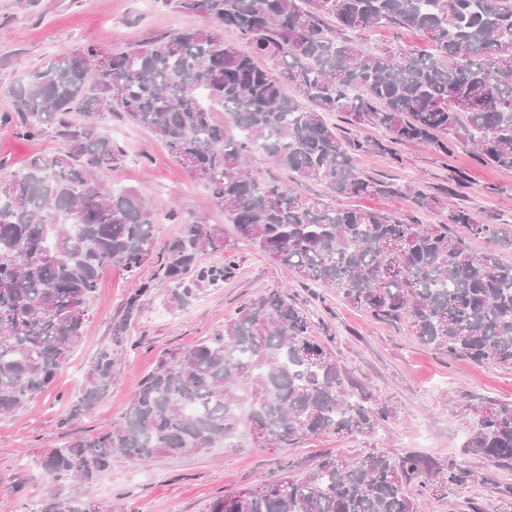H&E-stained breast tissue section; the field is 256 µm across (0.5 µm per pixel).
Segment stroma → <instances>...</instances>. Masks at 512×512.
I'll list each match as a JSON object with an SVG mask.
<instances>
[{"label": "stroma", "mask_w": 512, "mask_h": 512, "mask_svg": "<svg viewBox=\"0 0 512 512\" xmlns=\"http://www.w3.org/2000/svg\"><path fill=\"white\" fill-rule=\"evenodd\" d=\"M206 21L180 13L161 0H0V173L21 170L35 156L63 148L49 132L37 139L19 135L5 116L8 90L56 54L84 44L120 49L155 39L173 29H195ZM366 48L400 49L425 55L431 42L408 28L377 27L365 34ZM344 139L371 140L360 155L362 176L392 184L391 192L341 198V205L373 210L407 224L445 222L448 204L469 210L483 224L499 225L506 244L500 255L512 261V170L479 162L463 141L447 149L417 141L389 143L381 130L332 116ZM122 151L109 181L114 188L146 195L157 218L155 250L182 235L183 218L206 217L225 236L234 237L209 190L197 182L149 130L123 116H104L99 124ZM415 187L434 198L418 209L406 194ZM154 265L137 276L112 266L101 275L91 302L81 345L43 394L0 418V512H36L53 493L80 495L99 512H203L224 491L257 479L303 474L323 453L359 458L386 451L430 459L437 492L416 500V512H512V470L498 469L473 452L468 441L478 410L487 404L512 405V366L451 358L422 345L402 323L372 319L363 309L333 293L303 286L287 266L257 246L239 242L236 268L224 282L197 288L195 272L184 278L188 294L157 284L146 297L129 342L112 370V385L89 413L69 418L84 387L96 351L111 339L112 322L128 296L153 281ZM288 290L308 313L312 331L348 372L356 387L383 413L370 437L319 435L288 448H258L248 438L235 447L193 455L160 456L141 464L117 460L81 489L70 479L51 480L42 469L45 453L78 436L109 430L125 411L141 379L167 352L192 347L213 335L240 306L257 294Z\"/></svg>", "instance_id": "35a3bbf8"}]
</instances>
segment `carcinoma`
<instances>
[{
	"mask_svg": "<svg viewBox=\"0 0 512 512\" xmlns=\"http://www.w3.org/2000/svg\"><path fill=\"white\" fill-rule=\"evenodd\" d=\"M208 21L112 52L82 45L59 54L8 91L24 137L55 128L61 150L0 177V417L45 392L81 344L90 298L114 263L135 276L148 262L157 277L188 292L183 276L199 257L195 285L224 280L237 241L250 242L305 284L340 294L374 319L407 324L421 343L477 363L512 364V262L469 241H501L496 224L460 208L437 225L403 224L377 211L342 207L341 196H371L391 186L357 171L366 140L345 141L327 116L384 129L389 142L447 147L454 136L475 156L512 169V6L504 0H162ZM377 26L423 32L435 53L370 51L349 36ZM238 32L240 46L224 40ZM107 53L111 65L97 67ZM277 61L273 73L260 65ZM73 112L85 121L68 120ZM120 114L162 137L172 156L196 163L237 239L201 219L155 253V216L134 190L106 176L121 159L98 132ZM263 155L294 180L324 185L304 199L263 173ZM153 283L141 285L112 323L71 416L108 392ZM384 415L356 397L346 370L311 334V320L287 292L261 293L224 328L160 358L112 427L76 438L41 462L53 478L95 481L119 453L149 462L222 442L258 426L264 447L288 448L322 434L376 433ZM468 447L496 468L512 469V406L481 409ZM416 455L323 454L301 476L236 488L205 512H415L417 494L435 492ZM37 512H98L77 498L49 495Z\"/></svg>",
	"mask_w": 512,
	"mask_h": 512,
	"instance_id": "obj_1",
	"label": "carcinoma"
}]
</instances>
